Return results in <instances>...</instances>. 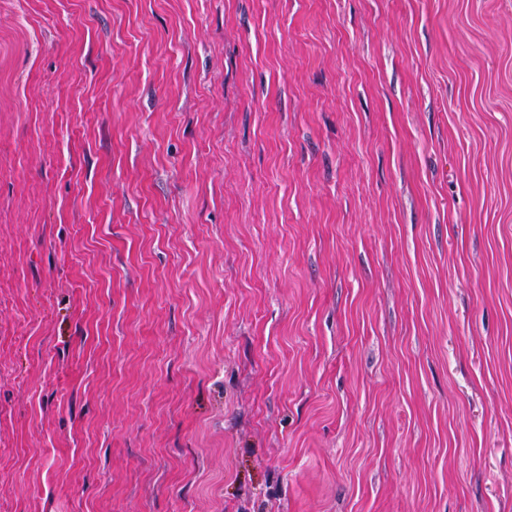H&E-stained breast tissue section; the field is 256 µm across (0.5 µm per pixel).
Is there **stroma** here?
I'll use <instances>...</instances> for the list:
<instances>
[{"label":"stroma","mask_w":512,"mask_h":512,"mask_svg":"<svg viewBox=\"0 0 512 512\" xmlns=\"http://www.w3.org/2000/svg\"><path fill=\"white\" fill-rule=\"evenodd\" d=\"M0 512H512V0H0Z\"/></svg>","instance_id":"stroma-1"}]
</instances>
